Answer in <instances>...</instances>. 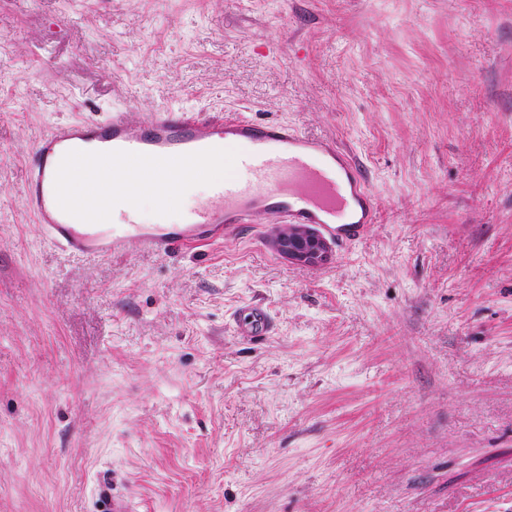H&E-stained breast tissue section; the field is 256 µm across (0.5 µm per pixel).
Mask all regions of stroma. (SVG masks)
<instances>
[{"label":"stroma","instance_id":"1","mask_svg":"<svg viewBox=\"0 0 512 512\" xmlns=\"http://www.w3.org/2000/svg\"><path fill=\"white\" fill-rule=\"evenodd\" d=\"M129 105L335 138L379 201L291 264L244 224L49 244L57 122ZM263 304L270 335L230 327ZM512 512V0H0V512Z\"/></svg>","mask_w":512,"mask_h":512}]
</instances>
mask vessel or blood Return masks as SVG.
Returning a JSON list of instances; mask_svg holds the SVG:
<instances>
[{"label":"vessel or blood","mask_w":512,"mask_h":512,"mask_svg":"<svg viewBox=\"0 0 512 512\" xmlns=\"http://www.w3.org/2000/svg\"><path fill=\"white\" fill-rule=\"evenodd\" d=\"M25 211L47 239L74 255H118L138 247L167 252L222 242L231 229L265 219L302 224L349 244L375 224L378 202L351 155L329 137L279 121L168 107L143 123L126 112L56 123L27 159ZM223 176H214L216 168ZM168 206L184 185L205 182L211 198L179 224H141L143 176ZM237 335L261 336V307L236 313Z\"/></svg>","instance_id":"vessel-or-blood-1"}]
</instances>
